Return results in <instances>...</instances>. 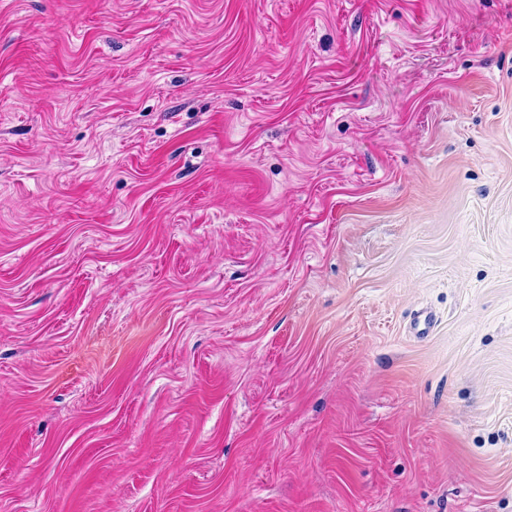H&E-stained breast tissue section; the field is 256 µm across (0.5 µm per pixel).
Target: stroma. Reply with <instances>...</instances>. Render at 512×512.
<instances>
[{"instance_id": "1", "label": "stroma", "mask_w": 512, "mask_h": 512, "mask_svg": "<svg viewBox=\"0 0 512 512\" xmlns=\"http://www.w3.org/2000/svg\"><path fill=\"white\" fill-rule=\"evenodd\" d=\"M0 512H512V0H0Z\"/></svg>"}]
</instances>
